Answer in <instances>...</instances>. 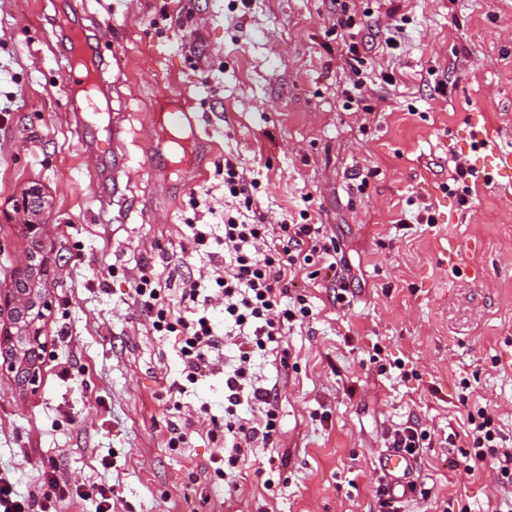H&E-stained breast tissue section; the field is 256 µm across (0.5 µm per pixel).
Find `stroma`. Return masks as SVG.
Returning a JSON list of instances; mask_svg holds the SVG:
<instances>
[{
	"label": "stroma",
	"instance_id": "1",
	"mask_svg": "<svg viewBox=\"0 0 512 512\" xmlns=\"http://www.w3.org/2000/svg\"><path fill=\"white\" fill-rule=\"evenodd\" d=\"M62 3L0 0V289L37 244L53 300L38 388L0 376V473L15 493L40 500L52 470L88 493L67 512H96L101 487L114 488V512H377L385 433L416 422L436 440L458 426L465 378L512 437V184L475 183L465 199L447 190L472 116L512 149V0H77V25L110 62L112 106L128 116L122 152L105 155L68 109L67 37L51 26ZM394 7L409 22L391 49L381 27ZM351 38L367 59L352 101ZM164 95L208 120L185 164L165 134L141 131ZM228 156L258 178L260 208L321 225L338 247L322 259L337 278L294 281L312 317L287 332V365L256 360L279 389L280 433L240 458L231 492L209 435L223 375L170 401L179 339L153 335L131 299L144 271L179 303L198 267L167 259L191 225L221 223ZM35 183L48 201L37 241L21 208ZM104 192L115 195L105 207ZM421 207L434 223L398 229ZM443 246L461 271L440 263ZM397 359L409 378H396ZM178 413L197 423L173 448ZM457 455L427 449L431 497L398 512L456 496L488 512L494 464L461 477ZM271 459L281 481L268 489L256 470Z\"/></svg>",
	"mask_w": 512,
	"mask_h": 512
}]
</instances>
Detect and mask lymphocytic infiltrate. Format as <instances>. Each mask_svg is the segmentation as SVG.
I'll list each match as a JSON object with an SVG mask.
<instances>
[{
  "label": "lymphocytic infiltrate",
  "mask_w": 512,
  "mask_h": 512,
  "mask_svg": "<svg viewBox=\"0 0 512 512\" xmlns=\"http://www.w3.org/2000/svg\"><path fill=\"white\" fill-rule=\"evenodd\" d=\"M256 179L247 178L237 159L224 160V248L207 252L213 236L208 224L193 227L194 252H207V275L185 278L179 284L185 310H175L164 290L147 275H139L132 290L133 302L146 317L153 334L180 336L183 368L179 380L169 385L174 394L186 393L199 380L224 373V420L214 431L224 435V454L218 464L225 479H232L239 455L252 448H269L278 432V387L258 374L257 356L278 350L290 328L303 324L312 311L305 295L291 291L292 277L314 267L330 248L320 225L268 222L255 209ZM224 304V327L212 323V302ZM233 350L234 363L222 366L224 350ZM469 383H462L458 403L467 410L464 435L448 433L449 447L464 443L454 467L472 471L486 459L497 465L502 486L512 487V448L494 415L469 404ZM249 407L252 418L241 417Z\"/></svg>",
  "instance_id": "f902f5d3"
}]
</instances>
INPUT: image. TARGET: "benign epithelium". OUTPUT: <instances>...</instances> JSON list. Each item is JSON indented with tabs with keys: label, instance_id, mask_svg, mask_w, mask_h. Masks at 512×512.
I'll use <instances>...</instances> for the list:
<instances>
[{
	"label": "benign epithelium",
	"instance_id": "obj_1",
	"mask_svg": "<svg viewBox=\"0 0 512 512\" xmlns=\"http://www.w3.org/2000/svg\"><path fill=\"white\" fill-rule=\"evenodd\" d=\"M25 196L28 230L38 237L46 209L45 192L41 184L35 183ZM41 266L38 252L28 253L11 288L0 289V373L6 371L28 387L39 379L41 351L46 348L42 340L44 319L51 309V302L40 288Z\"/></svg>",
	"mask_w": 512,
	"mask_h": 512
}]
</instances>
